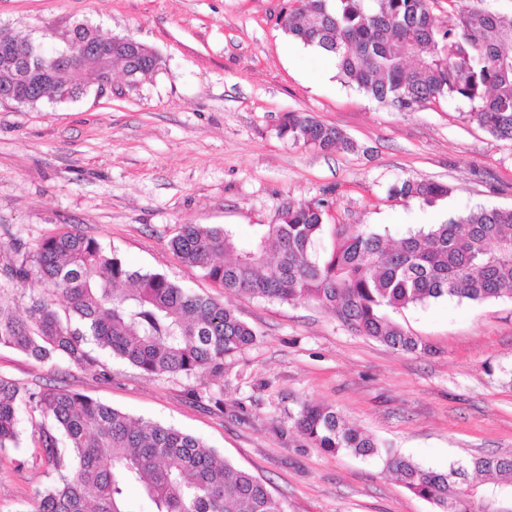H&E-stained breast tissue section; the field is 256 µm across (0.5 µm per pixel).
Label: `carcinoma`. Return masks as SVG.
Returning a JSON list of instances; mask_svg holds the SVG:
<instances>
[{
  "mask_svg": "<svg viewBox=\"0 0 512 512\" xmlns=\"http://www.w3.org/2000/svg\"><path fill=\"white\" fill-rule=\"evenodd\" d=\"M435 0H295L278 24L289 39L326 52L336 78L398 111L447 99L464 102L468 120L496 140L512 142V13L448 0V23ZM129 38L108 44L100 65L48 57L26 71L24 104L76 99L88 76L98 87L112 69L133 73L135 90L155 72L156 54ZM18 71L0 57V96L17 89ZM278 134L316 150L349 149L339 128L301 112L282 117ZM433 181L403 180L389 198L433 203L448 194ZM325 200L288 201L280 221L265 224L247 246L224 226L183 224L169 245L226 293L280 302H314L354 331L404 352L430 347L386 311L430 300L512 299V208L480 209L430 224L391 241L368 228L342 225L331 251L319 258ZM38 279L66 302L65 315L32 297L26 318L0 298V349L45 362L65 359L92 368L94 344L145 374L203 377L224 373V355L256 340L255 330L220 301L196 294L161 273L131 271L94 238L66 230L43 239L31 257ZM41 418L39 460L56 480L35 497L34 512H128L125 489L138 484L153 512H283L265 485L234 468L218 451L173 426L131 420L125 413L68 390L30 391L0 375V454L19 445L21 410ZM295 427L315 448L379 455L373 438L346 424L335 409L311 403ZM387 471L434 512H512V456H483L446 471L386 453Z\"/></svg>",
  "mask_w": 512,
  "mask_h": 512,
  "instance_id": "cac0c4a2",
  "label": "carcinoma"
}]
</instances>
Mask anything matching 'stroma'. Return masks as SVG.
Here are the masks:
<instances>
[{
	"mask_svg": "<svg viewBox=\"0 0 512 512\" xmlns=\"http://www.w3.org/2000/svg\"><path fill=\"white\" fill-rule=\"evenodd\" d=\"M288 0H0V28L66 47L74 26L128 36L156 52V72L133 91L89 86L76 99L0 103V295L27 306L47 286L8 274L20 252L77 230L116 249L131 270L159 272L219 299L256 332L204 379L147 376L103 354L85 369L0 350V375L39 390L67 389L132 420L173 426L263 481L284 512H433L378 458L312 447L294 427L307 403L425 467L512 455V299L432 300L393 313L429 355L355 333L314 303L228 294L183 264L170 239L183 224L233 227L248 243L283 203L328 200L318 252L337 225L398 239L478 209L512 207V143L448 101L398 112L344 85L331 58L289 41L277 23ZM342 129L352 150L317 151L279 136L284 113ZM445 184L432 204L390 200L402 180ZM22 446L0 454V512H33L53 477L20 416Z\"/></svg>",
	"mask_w": 512,
	"mask_h": 512,
	"instance_id": "1",
	"label": "stroma"
}]
</instances>
